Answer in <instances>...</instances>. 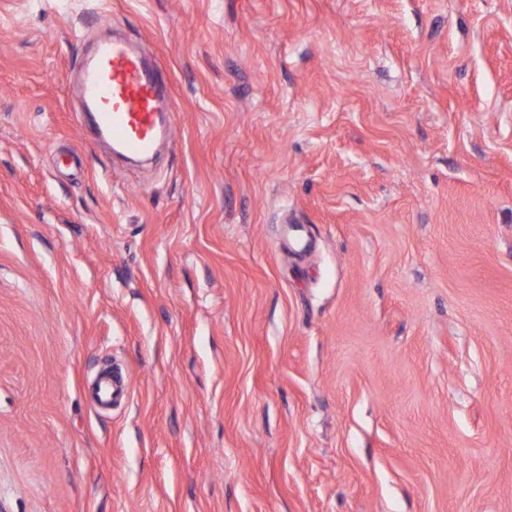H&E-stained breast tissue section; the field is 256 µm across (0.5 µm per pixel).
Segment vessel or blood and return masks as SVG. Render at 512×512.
Segmentation results:
<instances>
[{"label": "vessel or blood", "instance_id": "b4317fda", "mask_svg": "<svg viewBox=\"0 0 512 512\" xmlns=\"http://www.w3.org/2000/svg\"><path fill=\"white\" fill-rule=\"evenodd\" d=\"M78 94L77 123L128 158L152 153L160 129L174 121L167 70L124 38L97 45L81 70Z\"/></svg>", "mask_w": 512, "mask_h": 512}]
</instances>
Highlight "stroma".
I'll return each instance as SVG.
<instances>
[{
  "mask_svg": "<svg viewBox=\"0 0 512 512\" xmlns=\"http://www.w3.org/2000/svg\"><path fill=\"white\" fill-rule=\"evenodd\" d=\"M0 512H512V0H0ZM78 94L77 123L128 158L152 153L160 128L174 122L167 70L124 38L97 45L94 61L81 69Z\"/></svg>",
  "mask_w": 512,
  "mask_h": 512,
  "instance_id": "35a3bbf8",
  "label": "stroma"
}]
</instances>
